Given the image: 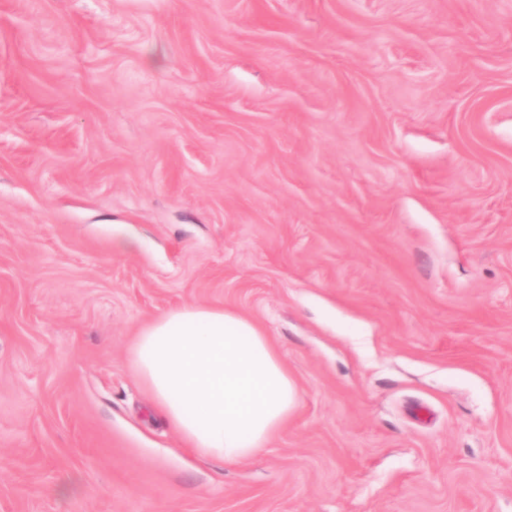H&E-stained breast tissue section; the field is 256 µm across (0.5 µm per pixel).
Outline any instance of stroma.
Returning a JSON list of instances; mask_svg holds the SVG:
<instances>
[{"label":"stroma","mask_w":512,"mask_h":512,"mask_svg":"<svg viewBox=\"0 0 512 512\" xmlns=\"http://www.w3.org/2000/svg\"><path fill=\"white\" fill-rule=\"evenodd\" d=\"M187 302L296 382L246 466L130 367ZM0 512H512V0H0Z\"/></svg>","instance_id":"obj_1"}]
</instances>
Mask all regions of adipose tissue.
<instances>
[{"instance_id": "obj_1", "label": "adipose tissue", "mask_w": 512, "mask_h": 512, "mask_svg": "<svg viewBox=\"0 0 512 512\" xmlns=\"http://www.w3.org/2000/svg\"><path fill=\"white\" fill-rule=\"evenodd\" d=\"M129 358L156 413L200 459L250 462L292 418L295 381L237 309L182 304L141 327Z\"/></svg>"}]
</instances>
